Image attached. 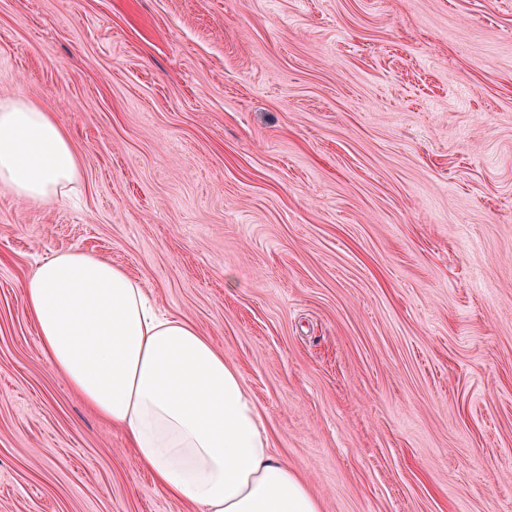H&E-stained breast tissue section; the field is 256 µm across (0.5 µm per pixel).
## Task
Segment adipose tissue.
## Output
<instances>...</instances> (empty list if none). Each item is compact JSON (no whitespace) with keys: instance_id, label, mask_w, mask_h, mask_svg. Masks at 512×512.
Wrapping results in <instances>:
<instances>
[{"instance_id":"adipose-tissue-1","label":"adipose tissue","mask_w":512,"mask_h":512,"mask_svg":"<svg viewBox=\"0 0 512 512\" xmlns=\"http://www.w3.org/2000/svg\"><path fill=\"white\" fill-rule=\"evenodd\" d=\"M79 179L67 130L22 96L0 100V188L51 202ZM42 351L121 428L172 497L202 512H322L274 451L237 367L188 321L157 313L123 268L82 251L42 259L23 285Z\"/></svg>"}]
</instances>
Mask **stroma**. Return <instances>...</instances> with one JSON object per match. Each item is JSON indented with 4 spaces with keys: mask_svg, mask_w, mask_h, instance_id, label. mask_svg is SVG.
Masks as SVG:
<instances>
[{
    "mask_svg": "<svg viewBox=\"0 0 512 512\" xmlns=\"http://www.w3.org/2000/svg\"><path fill=\"white\" fill-rule=\"evenodd\" d=\"M68 130L0 188V512H199L43 355L80 250L239 369L322 512H512V0H0V100ZM79 180L67 130L23 96L0 100V188L21 200L51 202Z\"/></svg>",
    "mask_w": 512,
    "mask_h": 512,
    "instance_id": "stroma-1",
    "label": "stroma"
}]
</instances>
